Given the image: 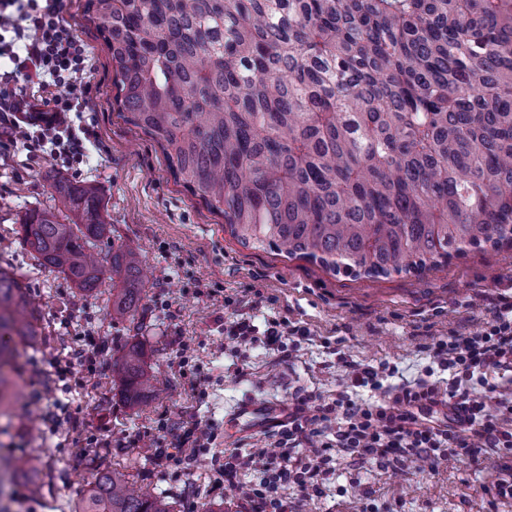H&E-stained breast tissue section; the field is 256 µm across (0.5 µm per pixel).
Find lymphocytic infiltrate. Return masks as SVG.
I'll return each instance as SVG.
<instances>
[{
  "label": "lymphocytic infiltrate",
  "mask_w": 512,
  "mask_h": 512,
  "mask_svg": "<svg viewBox=\"0 0 512 512\" xmlns=\"http://www.w3.org/2000/svg\"><path fill=\"white\" fill-rule=\"evenodd\" d=\"M64 10V0H0V59L8 62L0 69V136L21 145L31 160L49 154L80 164L99 143L97 120L86 114L93 73ZM308 333L285 316L267 319L261 332L247 316L224 327L238 345L260 339L276 352L288 337ZM429 350L452 371L448 386L426 376L386 385L378 368L353 363L352 386L370 388L372 400L357 402L342 392L331 401L315 392L295 395L287 423L274 432L283 452L261 461L259 482L240 481L251 463L237 449L225 450L224 480L239 490L247 512H300L281 488L293 482L320 493L337 454L365 463L387 458L432 465L450 456L476 462L512 449V399L487 380L489 372L512 367V302L494 305L479 331L450 332ZM331 427L335 440H324ZM297 448L306 449V457L294 456Z\"/></svg>",
  "instance_id": "obj_1"
}]
</instances>
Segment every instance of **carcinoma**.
I'll use <instances>...</instances> for the list:
<instances>
[{"label": "carcinoma", "instance_id": "carcinoma-1", "mask_svg": "<svg viewBox=\"0 0 512 512\" xmlns=\"http://www.w3.org/2000/svg\"><path fill=\"white\" fill-rule=\"evenodd\" d=\"M113 101L174 181L244 247L344 277L420 276L468 250L512 247V0H86ZM21 219L33 257L135 317L144 256L110 233L98 187L63 178ZM38 309L0 267V417L34 352ZM156 375L112 354L131 404ZM42 461L13 478L38 495ZM82 512H174L99 463Z\"/></svg>", "mask_w": 512, "mask_h": 512}]
</instances>
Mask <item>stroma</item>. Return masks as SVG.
Returning <instances> with one entry per match:
<instances>
[{"instance_id": "1", "label": "stroma", "mask_w": 512, "mask_h": 512, "mask_svg": "<svg viewBox=\"0 0 512 512\" xmlns=\"http://www.w3.org/2000/svg\"><path fill=\"white\" fill-rule=\"evenodd\" d=\"M84 4L67 0L66 17L92 58L90 107L101 155L73 166L50 156L31 164L21 148L0 147V266L18 276L41 313L38 363L18 380L21 394L37 401L41 418L32 431L12 422L0 443L38 449L46 481L42 496H30L20 482L0 504L11 512H81L92 480L84 453L89 446L105 463L128 467L138 485L167 495L175 512H203L210 503L242 512L237 492L220 473L224 452L236 448L248 455L261 444L272 454L276 443L247 420L226 427L232 410L246 403L285 408L301 390L368 398V391L351 387L349 362L395 365L399 383L414 382L429 368L436 380L448 382L450 372L435 368L426 347L453 330L476 332L489 308L512 295V253L472 249L419 278L354 279L242 246L222 216L175 183L159 147L114 111L107 50ZM62 177L100 188L111 228L101 253L140 246L147 277L135 320L113 316L111 282L79 296L62 274L40 266L24 242L21 217L52 209L53 184ZM258 291L275 298V311L312 332L289 358L279 359L259 342L240 347L224 339L225 322L235 310L248 309ZM228 296L235 306L225 305ZM102 343L108 350L96 360L79 358V350ZM131 343L140 344L147 365L159 369L161 388L134 406L112 384V352ZM196 382L204 394L193 391ZM194 416L210 423L214 443L184 448L179 461L157 463L155 450L173 448ZM510 459L504 450L476 463L451 458L430 468L338 456L322 495H304L294 483L284 493L303 512H358L366 497L376 512H512V498L498 497L494 487L501 461Z\"/></svg>"}]
</instances>
